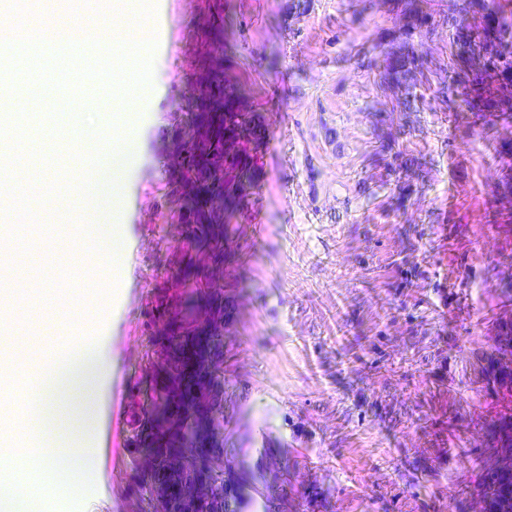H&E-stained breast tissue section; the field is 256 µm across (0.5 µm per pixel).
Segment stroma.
I'll return each instance as SVG.
<instances>
[{
    "label": "stroma",
    "instance_id": "1",
    "mask_svg": "<svg viewBox=\"0 0 512 512\" xmlns=\"http://www.w3.org/2000/svg\"><path fill=\"white\" fill-rule=\"evenodd\" d=\"M155 3L171 38L130 120L123 268L74 264L86 241L70 212L36 206L25 232L42 249L34 297L76 307L34 349L93 336L108 367L85 398L94 489L77 504L60 495L58 512H139L136 461L155 434L126 395L157 388L179 336L224 370L201 378L196 408L212 413L209 442L246 512H263L284 480L303 495L299 472L322 512H474L469 492L488 472L465 436L499 415L486 360L512 318V233L492 223L512 200L491 196L512 125L474 126L447 93V0H423L430 22L413 32L400 0ZM409 49L421 67L405 90L383 60ZM219 96L250 114L249 134L214 145L218 179L171 178L190 124ZM276 109L275 149L264 128ZM206 194L224 198L219 247L199 229ZM227 303L243 316L213 333Z\"/></svg>",
    "mask_w": 512,
    "mask_h": 512
}]
</instances>
